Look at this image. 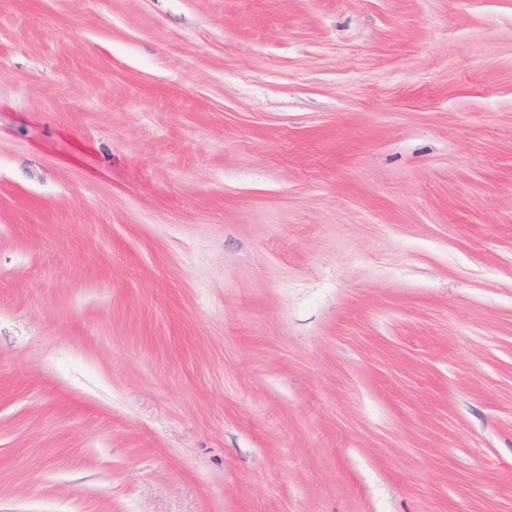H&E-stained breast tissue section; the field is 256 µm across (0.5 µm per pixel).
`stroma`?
Wrapping results in <instances>:
<instances>
[{"instance_id":"obj_1","label":"stroma","mask_w":512,"mask_h":512,"mask_svg":"<svg viewBox=\"0 0 512 512\" xmlns=\"http://www.w3.org/2000/svg\"><path fill=\"white\" fill-rule=\"evenodd\" d=\"M0 512H512V0H0Z\"/></svg>"}]
</instances>
